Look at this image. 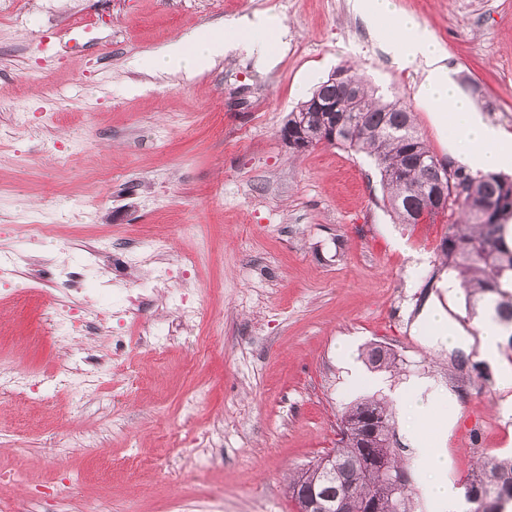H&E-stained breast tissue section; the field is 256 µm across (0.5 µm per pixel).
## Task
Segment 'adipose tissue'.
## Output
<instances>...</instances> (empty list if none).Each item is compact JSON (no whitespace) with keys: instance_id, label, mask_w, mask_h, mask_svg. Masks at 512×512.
I'll list each match as a JSON object with an SVG mask.
<instances>
[{"instance_id":"obj_1","label":"adipose tissue","mask_w":512,"mask_h":512,"mask_svg":"<svg viewBox=\"0 0 512 512\" xmlns=\"http://www.w3.org/2000/svg\"><path fill=\"white\" fill-rule=\"evenodd\" d=\"M354 4L403 62L424 63L425 76L418 93L438 106V119L443 125L461 135L464 142L458 151L461 161L476 172L512 170V142L498 129L484 123L470 103L456 94L443 63L445 51L431 32L412 17L395 16L392 0H354ZM227 45L223 32L213 30L147 55L143 63L153 69L197 70L223 55Z\"/></svg>"}]
</instances>
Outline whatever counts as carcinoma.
Masks as SVG:
<instances>
[{
    "label": "carcinoma",
    "instance_id": "carcinoma-1",
    "mask_svg": "<svg viewBox=\"0 0 512 512\" xmlns=\"http://www.w3.org/2000/svg\"><path fill=\"white\" fill-rule=\"evenodd\" d=\"M345 78L355 82L360 91L356 101L342 85L322 81L307 100L288 113V123L299 124L304 133L316 136L313 126L319 113L310 111L308 103L316 95L334 100L336 122L348 126L336 144L372 158L379 169L384 201L402 224L411 223L406 208L409 201H423L427 191L440 180L448 182V192L461 191L463 197L455 208L468 217L464 224H448V234L441 246L442 258L451 271L462 277L467 313L489 316L497 325L512 331V291L502 285L512 283V184L504 186L495 173L473 174L451 165L431 152L417 134L412 115L396 102H384L376 90L350 70ZM365 360L373 368L390 369L398 365L393 350L370 345ZM340 422L348 435L341 438L336 455L337 469L318 478L317 489L331 491L347 484L351 500L346 512H358L364 499L379 501V512H414L413 491L390 496L386 472H408L395 449L387 444L397 425L393 404L375 394L349 404ZM309 469L303 468L289 477V488L299 495L309 489ZM464 488L470 508L466 512H487L485 500L512 490V457L481 456Z\"/></svg>",
    "mask_w": 512,
    "mask_h": 512
}]
</instances>
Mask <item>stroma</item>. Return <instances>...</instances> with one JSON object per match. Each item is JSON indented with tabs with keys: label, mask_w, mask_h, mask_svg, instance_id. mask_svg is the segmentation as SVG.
Instances as JSON below:
<instances>
[{
	"label": "stroma",
	"mask_w": 512,
	"mask_h": 512,
	"mask_svg": "<svg viewBox=\"0 0 512 512\" xmlns=\"http://www.w3.org/2000/svg\"><path fill=\"white\" fill-rule=\"evenodd\" d=\"M393 4L447 50L458 94L512 136V0ZM352 5L0 0V255L12 259L0 267V372L38 385L0 395V470L21 476L0 487V512H296L289 474L335 448L343 408L411 387L445 424L449 484L463 487L479 456L512 455V388L498 383L512 348L500 343L497 363L481 350V321L441 264L447 217L398 223L365 154L294 155L280 138L289 112L350 67L455 161L459 135L419 96L420 67L397 62ZM270 15L283 30L272 59L235 44L191 74L141 65L179 38ZM36 219L50 230L33 240ZM155 237L170 243V278L126 309L119 292L150 275L127 249ZM184 293L199 315L156 353L144 329L178 322ZM435 299L464 345L419 328ZM52 307L107 329L63 335L44 321ZM342 342L363 381L347 378ZM372 344L397 367L371 369ZM92 355L111 356V376L74 386ZM199 388L208 397L182 426ZM396 446L424 512H447L401 422ZM46 488L57 497H38Z\"/></svg>",
	"instance_id": "1"
}]
</instances>
